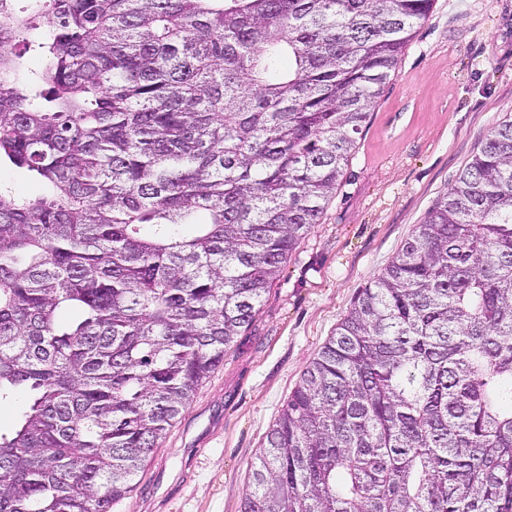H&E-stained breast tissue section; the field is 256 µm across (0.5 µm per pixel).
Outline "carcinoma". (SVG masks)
I'll use <instances>...</instances> for the list:
<instances>
[{
    "mask_svg": "<svg viewBox=\"0 0 512 512\" xmlns=\"http://www.w3.org/2000/svg\"><path fill=\"white\" fill-rule=\"evenodd\" d=\"M14 2L0 159L50 192L0 191V402L26 397L0 512H111L320 223L435 0ZM241 512H512V117L313 358Z\"/></svg>",
    "mask_w": 512,
    "mask_h": 512,
    "instance_id": "obj_1",
    "label": "carcinoma"
}]
</instances>
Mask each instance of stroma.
I'll use <instances>...</instances> for the list:
<instances>
[{"label":"stroma","mask_w":512,"mask_h":512,"mask_svg":"<svg viewBox=\"0 0 512 512\" xmlns=\"http://www.w3.org/2000/svg\"><path fill=\"white\" fill-rule=\"evenodd\" d=\"M510 109L512 0H435L320 223L112 512H240L310 361Z\"/></svg>","instance_id":"35a3bbf8"}]
</instances>
